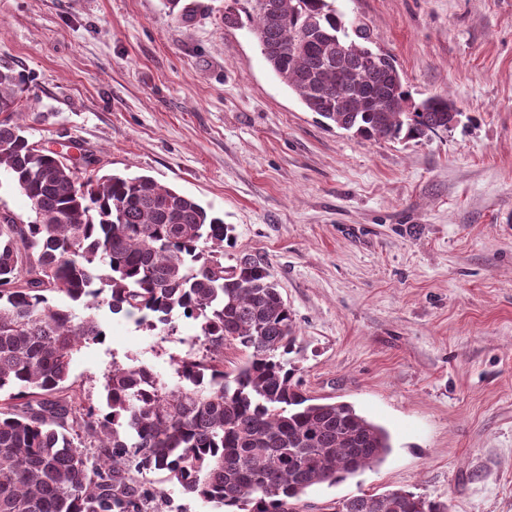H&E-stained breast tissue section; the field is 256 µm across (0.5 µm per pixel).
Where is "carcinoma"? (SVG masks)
Segmentation results:
<instances>
[{
  "instance_id": "carcinoma-1",
  "label": "carcinoma",
  "mask_w": 512,
  "mask_h": 512,
  "mask_svg": "<svg viewBox=\"0 0 512 512\" xmlns=\"http://www.w3.org/2000/svg\"><path fill=\"white\" fill-rule=\"evenodd\" d=\"M274 74L305 107L366 140H417L462 113L442 96L408 109L394 59L371 60L367 29L334 0H249ZM345 51H336V42ZM28 79L0 67V170L33 214L0 227V512H145L164 490L224 512H299L302 496L381 463L387 431L347 403L302 390L288 355L292 313L268 264L224 265L232 228L148 176L83 179L29 140ZM139 314L169 335L197 323L201 357L171 359L176 382L115 363L96 405L68 385L73 357L105 336L92 310ZM244 361L224 371V345ZM336 512H448L412 492L347 498Z\"/></svg>"
}]
</instances>
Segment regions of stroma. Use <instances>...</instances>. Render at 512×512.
<instances>
[{"mask_svg": "<svg viewBox=\"0 0 512 512\" xmlns=\"http://www.w3.org/2000/svg\"><path fill=\"white\" fill-rule=\"evenodd\" d=\"M0 0V65L28 78V138L95 174L147 175L269 264L309 395L385 427V460L306 512L403 489L448 512H512V0H335L395 57L409 105L454 129L366 141L324 126L271 71L247 0ZM71 379L102 403L113 363L171 374L175 335L101 308Z\"/></svg>", "mask_w": 512, "mask_h": 512, "instance_id": "1", "label": "stroma"}]
</instances>
